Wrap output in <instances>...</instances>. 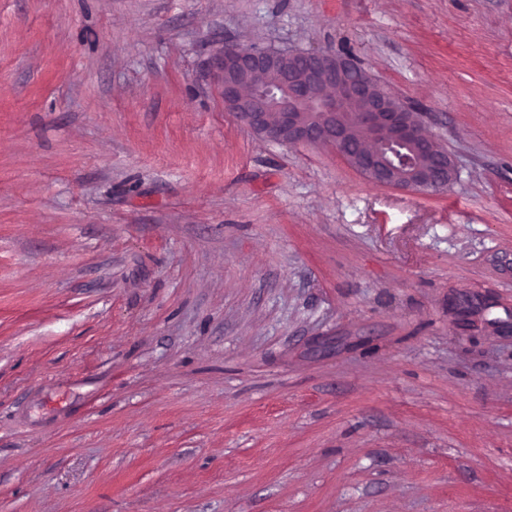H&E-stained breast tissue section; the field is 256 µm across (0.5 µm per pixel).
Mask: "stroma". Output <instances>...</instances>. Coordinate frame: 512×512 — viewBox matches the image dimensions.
<instances>
[{
	"label": "stroma",
	"instance_id": "1",
	"mask_svg": "<svg viewBox=\"0 0 512 512\" xmlns=\"http://www.w3.org/2000/svg\"><path fill=\"white\" fill-rule=\"evenodd\" d=\"M228 41L452 183L259 136ZM0 512H512V0H0ZM212 69L225 109L271 142L331 145L364 177L408 193L453 180L452 160L424 132L422 114L350 57L225 43Z\"/></svg>",
	"mask_w": 512,
	"mask_h": 512
}]
</instances>
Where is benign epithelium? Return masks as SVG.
<instances>
[{
	"label": "benign epithelium",
	"mask_w": 512,
	"mask_h": 512,
	"mask_svg": "<svg viewBox=\"0 0 512 512\" xmlns=\"http://www.w3.org/2000/svg\"><path fill=\"white\" fill-rule=\"evenodd\" d=\"M224 107L278 144H328L364 177L404 192L440 191L454 177L422 114L351 58L226 43L212 61Z\"/></svg>",
	"instance_id": "obj_1"
}]
</instances>
